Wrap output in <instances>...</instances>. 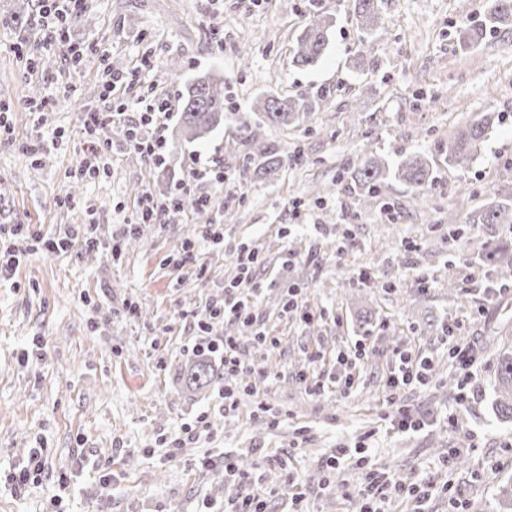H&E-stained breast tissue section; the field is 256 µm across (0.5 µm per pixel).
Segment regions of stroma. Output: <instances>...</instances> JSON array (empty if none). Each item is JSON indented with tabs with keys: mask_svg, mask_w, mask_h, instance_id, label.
Returning <instances> with one entry per match:
<instances>
[{
	"mask_svg": "<svg viewBox=\"0 0 512 512\" xmlns=\"http://www.w3.org/2000/svg\"><path fill=\"white\" fill-rule=\"evenodd\" d=\"M39 2L0 0V103L13 106L18 140L46 145L35 160L0 145V225L75 240L64 254L30 257L0 286V512H201L248 494L265 497L268 512H286L291 475L306 512H354L360 469L347 471L339 491L323 489L328 460L354 445L406 482L452 484L466 512H500L512 486V422L497 418L493 387L500 354L512 351V275L485 268L480 255L496 245L511 251L512 227L469 224L452 209L465 189L478 205L512 195V28L467 52L459 45L461 27L478 23L488 0H385L382 23L367 35L353 0H88L69 37L96 53L77 66L58 50L51 66L31 72L14 47L34 53L48 39L34 22ZM312 9L335 25L319 63L298 67L291 49ZM144 55L154 69L123 103L153 88L178 100L186 82L215 69L228 101L223 128L178 143L169 120L166 161L156 165L130 150L116 125L106 170L73 177L83 114L101 104L105 68L126 74ZM321 88L328 95L304 123L264 132L286 158L277 178L227 152L225 140L254 120L259 93ZM45 96L58 106L44 119L21 105ZM485 112L497 120L478 154L466 167L448 165L438 145ZM366 150L391 163L411 152L432 156L434 188L419 194L390 179L361 204L345 181ZM194 156L224 169L223 185L200 187L211 209L128 232L137 198L172 195ZM228 211L222 247L201 243V225ZM87 224L97 228L92 246L80 237ZM187 241L194 255L175 266ZM241 245L259 257L254 280L263 290L254 326L215 330L237 337L251 369L250 393L226 415L218 409L223 381L196 394L181 375L198 357V320L238 274ZM275 278L300 288L299 313L284 311ZM488 285L499 295L485 296ZM448 328L479 363L465 387L442 343ZM257 330L277 337V347L253 343ZM358 342L366 355L351 393L310 394L299 376L311 352L329 371ZM397 349L432 360L426 384L397 398L425 419L415 433L383 420ZM260 400L280 412L279 425L257 411ZM34 448L43 471L15 489L7 476ZM452 448L448 471L440 461ZM228 454L260 469L261 482L225 478Z\"/></svg>",
	"mask_w": 512,
	"mask_h": 512,
	"instance_id": "1",
	"label": "stroma"
}]
</instances>
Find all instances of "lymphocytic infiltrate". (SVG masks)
<instances>
[{
    "instance_id": "lymphocytic-infiltrate-1",
    "label": "lymphocytic infiltrate",
    "mask_w": 512,
    "mask_h": 512,
    "mask_svg": "<svg viewBox=\"0 0 512 512\" xmlns=\"http://www.w3.org/2000/svg\"><path fill=\"white\" fill-rule=\"evenodd\" d=\"M126 76L106 75L104 101L108 106L103 110L86 112L83 117L84 148L80 153L74 169L76 175L93 177L99 174L110 148L109 140L103 139L102 130L115 123L125 113V107L114 104L112 96L116 88L129 85ZM137 126L128 128L126 138L130 148L154 163L164 164L166 155V139L164 129L172 111L169 97L161 94H150L139 97ZM151 128V135H141V128ZM207 182L223 185L224 173L217 169L203 166L193 167L190 183L180 187L178 193L165 199L154 197L151 193H143L134 207V221L131 230H138L143 224H159L171 213L193 208L204 211L210 208L211 199L205 195L195 194L194 182ZM72 243L71 237H55L34 235L28 225L16 224L8 230L6 237L0 238V284L10 281L22 259L33 255L50 256L67 251ZM259 259L252 251L243 249L238 253L240 274L237 283L226 288L222 300L213 302L205 311V315L197 323L200 349L222 355L224 373L227 381L220 391L224 411L236 409L238 396L246 390L245 379L249 368L238 356L235 337L225 336L214 340L212 331L216 324L223 322L239 323L253 326L255 319L251 311L252 304L260 290L253 283V272ZM430 363L429 357L409 351L398 353L394 369L387 375L385 386L390 394H398L406 388L424 384L426 371ZM330 478L336 479L345 474L349 467L355 466L362 471V481L356 491L359 512H380V505L392 494L407 496L413 504V512H427V504L434 497L444 496L448 499L449 512H464L465 503L460 495L452 494L450 485L417 486L406 483L398 475L373 468L365 457L355 456L351 449L340 448L335 457L330 459Z\"/></svg>"
}]
</instances>
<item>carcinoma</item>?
Segmentation results:
<instances>
[{"mask_svg": "<svg viewBox=\"0 0 512 512\" xmlns=\"http://www.w3.org/2000/svg\"><path fill=\"white\" fill-rule=\"evenodd\" d=\"M382 0H355L358 26L361 32L369 33L382 19ZM335 21L330 16L311 12L296 37V47L292 50L293 62L298 66L316 65L329 44L330 30ZM512 27V0H489L483 20L467 26L462 31V44L474 47L486 38V35L501 28ZM322 98L318 95L300 94L288 98L276 95L257 101L254 111L261 114V121L246 127L244 143L250 147L244 160L251 163L255 156L263 159L259 174L270 177L282 167V158L262 140L264 126L286 129L295 126L311 113L317 111ZM224 78L216 75L200 77L185 87L181 94L180 138L197 141L209 136L224 124ZM493 126L491 117L485 115L462 126L448 136V143L441 146L440 152L447 155L448 164L465 167L486 141ZM388 178L404 182L417 192L431 189L434 176L430 164L423 154H409L398 163L391 165L382 157L366 155L351 175L355 193L363 203L368 204L377 197L380 185ZM469 197L466 192L456 196L455 209L467 212L471 224H512V200L503 198L490 201L475 211H468ZM484 261L500 273H512V255L489 249L484 253ZM219 379L209 359L200 358L184 373L186 387L195 390H208ZM495 405L498 415L512 421V353H503L497 364V382L494 387Z\"/></svg>", "mask_w": 512, "mask_h": 512, "instance_id": "obj_1", "label": "carcinoma"}]
</instances>
